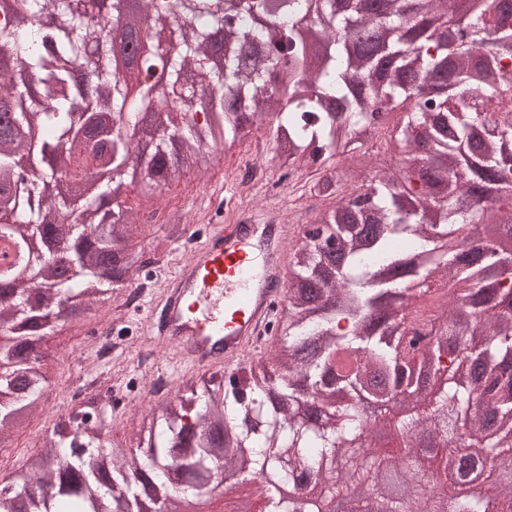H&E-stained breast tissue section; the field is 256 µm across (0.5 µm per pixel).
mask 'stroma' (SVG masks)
Masks as SVG:
<instances>
[{"instance_id": "stroma-1", "label": "stroma", "mask_w": 512, "mask_h": 512, "mask_svg": "<svg viewBox=\"0 0 512 512\" xmlns=\"http://www.w3.org/2000/svg\"><path fill=\"white\" fill-rule=\"evenodd\" d=\"M269 142L268 127L255 129L235 152L214 155L206 171L189 172L157 193L139 220L138 236L144 243L145 264L160 260L165 273H173L186 258L178 237L172 234L173 226L189 231L203 216L207 196H234L242 170L263 158ZM126 297L125 291H108L96 314L81 316L48 332L45 342L51 354L40 363L47 382L39 408L29 426L13 434L8 446L0 449V472L11 474L21 469L28 457L40 449L45 430L57 416L75 407L70 390L74 373L108 375L118 404L110 438L134 448L146 443L166 396L175 393L183 381L190 379L199 385L223 381V372L215 368L169 369L165 351L144 335L138 315L139 310L148 308L150 295H143L135 310L127 308ZM112 326L121 329L125 349L111 361L103 362L96 356L97 333Z\"/></svg>"}]
</instances>
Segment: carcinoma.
I'll list each match as a JSON object with an SVG mask.
<instances>
[{"label": "carcinoma", "instance_id": "cac0c4a2", "mask_svg": "<svg viewBox=\"0 0 512 512\" xmlns=\"http://www.w3.org/2000/svg\"><path fill=\"white\" fill-rule=\"evenodd\" d=\"M14 11L29 22L15 26L6 14L0 35V53L16 66L0 78V225L15 241L54 228L68 238L75 270L30 252L25 264L42 289L0 277V323L16 333L0 351L1 436L38 407L46 377L29 350L44 341L49 317L99 310V296L131 275L140 243L130 187L149 200L184 169L206 167L218 143L231 148L267 122L279 166L321 160L306 191L336 202L291 248L288 311L276 320L271 358L278 378L259 380L244 364L222 388L175 396L134 453L107 448L112 402L89 398L55 422L17 473L21 485L57 487L51 499L28 498L24 512H102L117 493L137 503L149 485L168 487V512H178L220 460L264 484L267 512H313L279 487L319 470L347 512H366L389 451L373 446L380 417L362 410L363 392L409 407L392 419L398 456L425 488L385 512H484L480 475L512 464V436L488 437L512 421V248L500 243L512 238V165L501 156L502 133H512V14L502 0H480L465 20L448 0H415L412 12L404 0H348L341 15L318 0H237L232 12L224 0H142L131 12L112 0L124 44L160 26L173 44L166 58H140L147 80L133 99L113 80L110 50L98 55L89 74L110 130L82 123L75 63L98 24L87 4L14 0ZM43 14L55 17L52 29L39 23ZM281 46L288 79L271 89L267 70ZM187 69L217 90L204 109L192 97L167 98V84ZM397 110L401 124L385 128L380 116ZM149 112L181 120L155 124L142 118ZM379 140L409 149L412 167L368 173L382 157ZM344 155L352 164L340 171L333 161ZM59 167L70 181L47 198ZM321 236L336 246L317 251L310 240ZM415 316L435 340L422 353L409 337ZM418 363L447 382L412 379ZM463 427L485 453L458 457ZM424 431L441 434L443 474L406 453ZM174 465L192 482L168 485Z\"/></svg>", "mask_w": 512, "mask_h": 512}]
</instances>
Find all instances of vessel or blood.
<instances>
[{"label":"vessel or blood","instance_id":"1","mask_svg":"<svg viewBox=\"0 0 512 512\" xmlns=\"http://www.w3.org/2000/svg\"><path fill=\"white\" fill-rule=\"evenodd\" d=\"M211 230L169 279L151 333L182 364L232 371L271 325L284 295L286 247L298 225L205 215Z\"/></svg>","mask_w":512,"mask_h":512}]
</instances>
